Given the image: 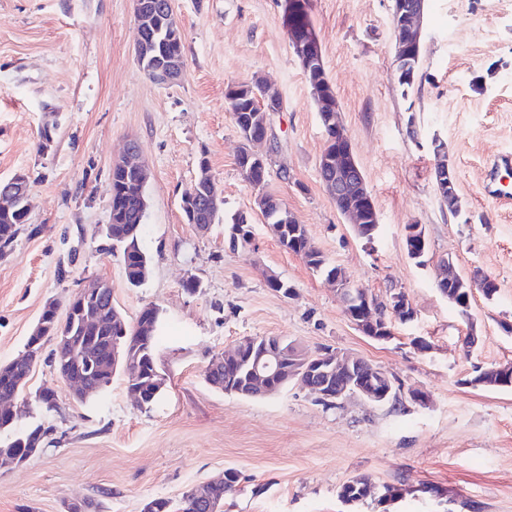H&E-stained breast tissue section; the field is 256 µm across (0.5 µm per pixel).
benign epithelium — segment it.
Returning a JSON list of instances; mask_svg holds the SVG:
<instances>
[{
  "label": "benign epithelium",
  "instance_id": "obj_1",
  "mask_svg": "<svg viewBox=\"0 0 512 512\" xmlns=\"http://www.w3.org/2000/svg\"><path fill=\"white\" fill-rule=\"evenodd\" d=\"M426 0H393V16L396 24L395 62L398 71L403 72L409 67L410 54L421 46V32L418 22L424 12ZM307 11L305 0H287L285 4V21L288 34L294 50L299 58L304 72L321 74L324 70L321 45L313 25L297 29V16ZM164 19L170 40L179 41L182 38L174 13L169 11L159 14L150 0H141L136 8V21L139 39L136 45L138 62L153 61L152 80L158 84L169 85L177 82L182 75V68L174 61L154 60L153 38L151 30L158 19ZM332 122V118H327ZM334 123V122H332ZM336 136L332 138L334 147L325 148L319 159V172L336 209L354 224V229L371 220L377 221V215L371 191L367 185L362 169L357 162L349 142L339 123H334ZM137 150L130 145L127 157L115 162V165L130 174L134 183L146 182L145 166L136 160ZM437 192L452 193L456 188L454 172L445 169L436 172ZM29 192V185L23 173L18 172L7 180L5 189L0 192V213L9 212L17 195ZM336 292L344 313L350 322L363 335L376 338L377 325L373 308L377 302L371 300L361 289L355 287L348 278L335 280ZM104 297L97 283L89 282L71 300L68 313L82 315L85 313V301ZM250 350L252 359L250 392L256 396L270 392L272 384L286 369L284 361L293 363L287 369L288 380L297 382L317 396L319 401L330 400L336 404L351 395L377 403L384 400L391 391L390 378L371 363L349 354L333 355V359L325 363L319 355H308L295 349L284 353L272 345H259L253 339L239 343L235 350L222 356L224 361L236 357L240 350ZM224 488V480H214L195 487V497L189 507L200 505L206 512H218L214 506L215 497Z\"/></svg>",
  "mask_w": 512,
  "mask_h": 512
}]
</instances>
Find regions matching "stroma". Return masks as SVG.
I'll return each mask as SVG.
<instances>
[{"label":"stroma","instance_id":"1","mask_svg":"<svg viewBox=\"0 0 512 512\" xmlns=\"http://www.w3.org/2000/svg\"><path fill=\"white\" fill-rule=\"evenodd\" d=\"M392 0H309L325 73L372 192L379 227L359 238L325 189L318 162L326 136L288 37L284 0H172L185 70L151 81L135 55L134 0H0V180L30 177L29 220L0 258V364L15 359L46 301L66 311L85 281L101 279L128 322L157 306L162 399L138 406L116 374L104 402L72 398L51 363L52 343L27 382L58 407H16L50 434L25 462L0 467V512H142L179 502L194 486L238 472L224 512H385L349 505L339 490L364 474L402 495L386 512H512V388L471 386L477 371L512 365V201L483 189L489 163L512 153V0H427L422 63L412 88L395 77ZM263 79L282 107L270 113L260 150L264 187L242 175L243 139L224 103L228 85ZM54 124L40 149V132ZM457 176L458 210L434 184L433 139ZM149 168L145 284L129 287L119 255L99 230L109 221V173L128 144ZM207 159L224 219L247 215L253 241L232 247L222 223L187 224L183 197ZM278 198L314 246L378 299L404 291L413 320L392 339L361 334L336 291L269 232L255 208ZM421 225L424 263L406 251ZM498 291L474 292L460 313L436 286L441 260ZM276 274L295 289L268 287ZM200 283L185 290L188 278ZM479 341L465 349L468 332ZM281 336L305 350L345 352L385 371L427 405L376 404L354 396L327 408L297 384L269 397L211 388L209 361L242 339ZM429 347L417 349L414 338Z\"/></svg>","mask_w":512,"mask_h":512}]
</instances>
